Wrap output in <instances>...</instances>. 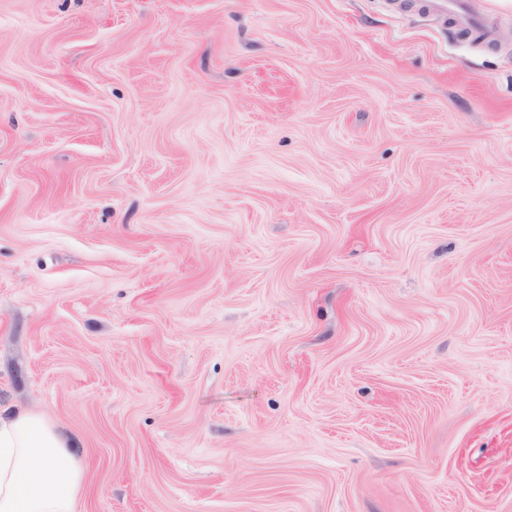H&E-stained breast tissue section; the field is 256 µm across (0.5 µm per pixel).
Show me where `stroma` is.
Segmentation results:
<instances>
[{
    "label": "stroma",
    "mask_w": 512,
    "mask_h": 512,
    "mask_svg": "<svg viewBox=\"0 0 512 512\" xmlns=\"http://www.w3.org/2000/svg\"><path fill=\"white\" fill-rule=\"evenodd\" d=\"M0 0V407L84 512H512V0ZM409 8H417L431 13L448 15L453 18L460 32L469 33L471 38L477 36L485 24L481 19L471 14L466 6V0H411Z\"/></svg>",
    "instance_id": "1"
}]
</instances>
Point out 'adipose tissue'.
Listing matches in <instances>:
<instances>
[{"label": "adipose tissue", "instance_id": "ef3b65f1", "mask_svg": "<svg viewBox=\"0 0 512 512\" xmlns=\"http://www.w3.org/2000/svg\"><path fill=\"white\" fill-rule=\"evenodd\" d=\"M86 469L56 425L0 408V512H81Z\"/></svg>", "mask_w": 512, "mask_h": 512}]
</instances>
